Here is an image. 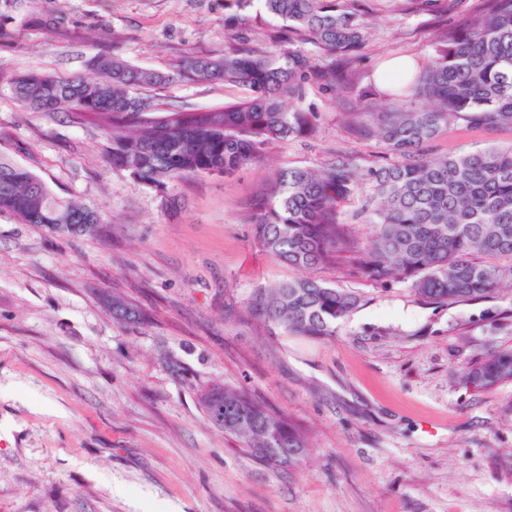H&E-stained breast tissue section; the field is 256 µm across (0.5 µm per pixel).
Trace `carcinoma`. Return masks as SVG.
Here are the masks:
<instances>
[{
	"label": "carcinoma",
	"mask_w": 512,
	"mask_h": 512,
	"mask_svg": "<svg viewBox=\"0 0 512 512\" xmlns=\"http://www.w3.org/2000/svg\"><path fill=\"white\" fill-rule=\"evenodd\" d=\"M259 3L284 28L276 54L246 47L238 30L224 54L188 55L168 71L143 69L117 56L95 55L92 79L32 70L12 78L10 91L29 112H66L97 121L112 138L110 160L145 185L164 188L187 175L230 176L258 160L269 143L312 136L317 115L290 110L287 100L310 82L332 88L348 80V66L370 40V0H224L228 27ZM300 34L317 49L295 43ZM249 91L224 106L135 111L136 89L180 78ZM383 95L405 97L387 112L363 113L360 131L381 141L394 161L362 169L347 157L320 168L278 170L256 192L249 219L256 240L290 266L313 268L346 258L376 282L406 279L421 299L446 304L490 296L502 272L495 259L512 257V146L433 156L427 144L462 119L477 127L512 128V0H481L461 12L427 62H414L406 85ZM366 183L373 192L363 213L376 232L359 249L339 220L340 203ZM0 212L49 233L102 232L91 208L56 196L27 169L0 159ZM361 297L311 278L258 288L248 310L299 336L326 339ZM476 389L512 381V350L490 352L461 373ZM216 428L241 437L271 464L297 463L306 438L288 418L240 389L212 387L201 396Z\"/></svg>",
	"instance_id": "1"
}]
</instances>
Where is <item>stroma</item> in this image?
Returning a JSON list of instances; mask_svg holds the SVG:
<instances>
[{
  "label": "stroma",
  "instance_id": "stroma-1",
  "mask_svg": "<svg viewBox=\"0 0 512 512\" xmlns=\"http://www.w3.org/2000/svg\"><path fill=\"white\" fill-rule=\"evenodd\" d=\"M376 0L351 82L310 84L291 108L318 130L266 145L237 175L166 189L112 167L108 134L64 112H29L8 89L38 69L87 77L104 53L166 70L219 56L224 0H0V157L95 210L98 235L51 234L0 212V512H512V381L466 386L462 370L512 349V286L475 302L418 300L349 263L303 270L264 251L247 203L283 167L392 160L355 127L385 111L376 76L425 61L439 25ZM174 107L211 108L244 88L176 81ZM512 145L511 128L444 127L430 153ZM308 276L362 297L319 339L256 320L257 288ZM123 299L129 319L105 304ZM246 390L307 435L295 465L270 466L211 425L202 389Z\"/></svg>",
  "mask_w": 512,
  "mask_h": 512
}]
</instances>
